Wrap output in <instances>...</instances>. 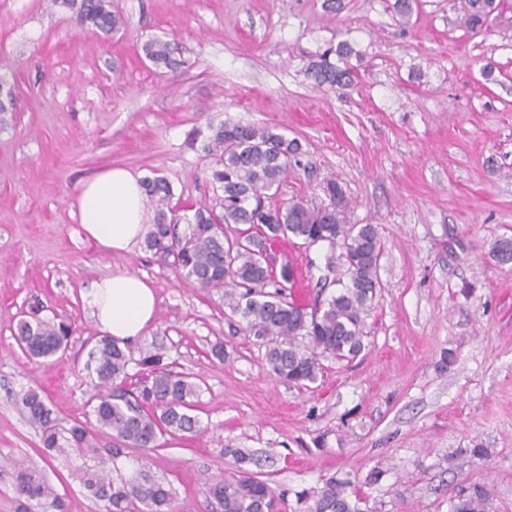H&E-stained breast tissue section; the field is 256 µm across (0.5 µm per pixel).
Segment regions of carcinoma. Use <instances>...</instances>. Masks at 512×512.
<instances>
[{
  "instance_id": "carcinoma-1",
  "label": "carcinoma",
  "mask_w": 512,
  "mask_h": 512,
  "mask_svg": "<svg viewBox=\"0 0 512 512\" xmlns=\"http://www.w3.org/2000/svg\"><path fill=\"white\" fill-rule=\"evenodd\" d=\"M503 0H453L458 22L471 31L488 27L499 13ZM53 4L75 12L79 20L109 34L121 23L112 13L111 0H53ZM142 51L154 65L176 68L178 43L152 39ZM361 53L347 40L331 45L310 61L307 76L316 85L346 89L355 84L352 58ZM14 109L13 85L0 76V115ZM211 132L203 150L213 159L211 183L215 204L200 206L193 214L180 215L171 206L172 188L162 177L146 178L142 186L154 206V218L146 233L147 250L160 255L173 271L193 279L203 289H228V306L245 322L244 330L263 340L266 360L279 378L305 386L317 379L319 357L325 353L338 359L354 358L363 348L364 314L379 287L378 264L381 239L373 224H351L348 202L336 181H326L328 202L320 205L297 200L281 206L272 199L281 182L299 165L301 143L268 126L243 124L226 119L208 124ZM185 224L178 232V224ZM284 239L328 244V267L341 264L348 282L323 306L311 311L290 300L288 285L293 267L284 264L274 270L266 259L271 245ZM17 324L15 339L31 358L48 360L67 344L71 325L39 316ZM165 353L147 351L136 362L140 378L135 390L126 388L132 359L126 348L108 336L101 337L89 353L86 368L98 381L100 393L91 414L98 430L134 448L154 446L164 433L202 432L192 414L199 385L191 377L174 373L164 364ZM28 421L40 432L48 451L95 452L93 433L75 424L64 436L45 398L35 389L22 395ZM236 472L216 480L208 489L223 512H268L280 507L268 484L242 467L248 461L233 451ZM15 491L24 512L35 502L37 512H67V504L37 470L14 466ZM83 489L94 504V512H138L143 504L161 510L173 501L170 484L139 470L129 479L114 480L103 468L86 470L80 477ZM359 490L350 491L331 479L315 496L307 512H364ZM490 493L484 485H472L459 494L452 512H489Z\"/></svg>"
}]
</instances>
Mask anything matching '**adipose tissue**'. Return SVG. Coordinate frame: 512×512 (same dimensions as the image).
Masks as SVG:
<instances>
[{
  "instance_id": "obj_1",
  "label": "adipose tissue",
  "mask_w": 512,
  "mask_h": 512,
  "mask_svg": "<svg viewBox=\"0 0 512 512\" xmlns=\"http://www.w3.org/2000/svg\"><path fill=\"white\" fill-rule=\"evenodd\" d=\"M78 207L85 234L105 250L130 251L147 230L141 183L125 169L106 170L86 183ZM88 305L103 335L128 342L144 335L157 309L153 286L127 271L94 282Z\"/></svg>"
}]
</instances>
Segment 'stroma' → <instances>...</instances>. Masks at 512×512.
<instances>
[{"label": "stroma", "instance_id": "1", "mask_svg": "<svg viewBox=\"0 0 512 512\" xmlns=\"http://www.w3.org/2000/svg\"><path fill=\"white\" fill-rule=\"evenodd\" d=\"M392 3L345 0L335 16L323 0H112L123 24L106 36L51 0H0V75L15 95L0 120V512H19L12 458L40 470L69 512L93 508L79 475L96 458L47 452L20 395L40 391L62 426L89 420L100 332L87 294L119 270L157 297L132 359L160 347L193 376L204 431L153 448L96 432L97 447L121 450L113 476L145 462L171 484L173 512H222L207 488L242 449L281 512H301L298 494L332 478L364 487L369 512H451L473 484L489 488L490 512H512V262L493 256L512 239V0L482 32L448 0H414L406 18ZM153 38L178 41L180 67L145 58ZM342 40L363 54L357 84L317 87L311 55ZM227 118L300 141L276 203L324 202L335 179L350 222L383 242L364 349L322 356L303 388L271 372L223 292L143 245L100 249L79 221L83 183L113 167L164 177L174 204H213L201 146ZM328 251L282 240L269 254L298 270L313 305L344 275L326 269ZM36 302L73 326L62 357L33 360L15 342Z\"/></svg>", "mask_w": 512, "mask_h": 512}]
</instances>
